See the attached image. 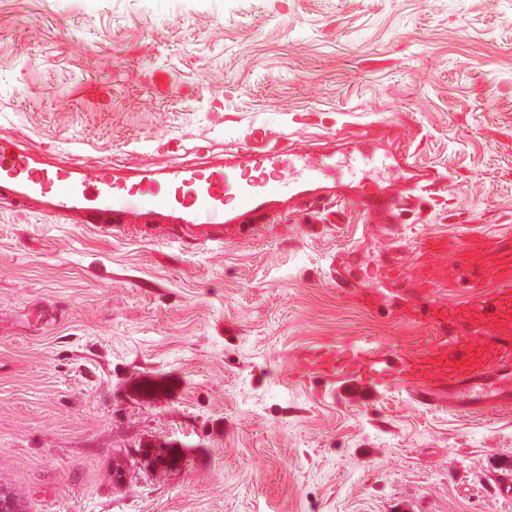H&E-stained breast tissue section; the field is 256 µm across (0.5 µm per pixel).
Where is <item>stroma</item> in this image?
Returning a JSON list of instances; mask_svg holds the SVG:
<instances>
[{"label": "stroma", "mask_w": 512, "mask_h": 512, "mask_svg": "<svg viewBox=\"0 0 512 512\" xmlns=\"http://www.w3.org/2000/svg\"><path fill=\"white\" fill-rule=\"evenodd\" d=\"M314 155L409 142L444 187L408 238L512 225V0H0V134L71 163L191 165L253 132ZM360 201L221 245L0 204V486L25 512H512V409H425L293 373L351 340L420 351ZM178 445L148 471L133 448ZM344 270L341 264H336V269L332 270L331 277L337 287L349 298H352L367 308H379L382 304V297L376 288H355L348 283L344 276Z\"/></svg>", "instance_id": "35a3bbf8"}]
</instances>
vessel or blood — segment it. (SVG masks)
Returning a JSON list of instances; mask_svg holds the SVG:
<instances>
[{
    "label": "vessel or blood",
    "instance_id": "1",
    "mask_svg": "<svg viewBox=\"0 0 512 512\" xmlns=\"http://www.w3.org/2000/svg\"><path fill=\"white\" fill-rule=\"evenodd\" d=\"M386 158L390 170L404 174L400 193L389 192L374 173L355 180L337 173L335 162L316 167L305 155L267 146L249 147L230 163L146 166L127 175L107 160L90 165L49 162L1 135L0 193L21 207L65 216L72 224L135 230L169 242L190 239L204 246L223 243L246 224H261L270 213L288 215L299 199L318 208L352 194L367 210L398 224L429 196L441 175L414 165L406 152H390ZM466 235L459 247L442 236L422 234L415 246L420 263L368 268L365 288L348 283L342 269L332 271L341 292L373 309L382 304L378 283L412 278L419 292L403 300L396 312L434 329L428 347L417 353H387L369 343L312 350L302 367L315 379L371 381L402 390L428 409L445 405L481 415L492 406L512 405V263L499 260L498 238L482 225H471ZM463 272L479 282L507 280L511 286L489 295L472 290L470 300L453 309L428 295V287L454 283Z\"/></svg>",
    "mask_w": 512,
    "mask_h": 512
}]
</instances>
